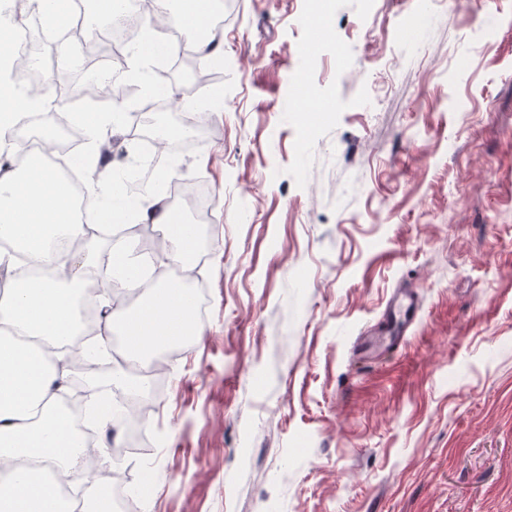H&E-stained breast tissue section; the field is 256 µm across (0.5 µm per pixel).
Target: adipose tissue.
Wrapping results in <instances>:
<instances>
[{"label":"adipose tissue","instance_id":"ef3b65f1","mask_svg":"<svg viewBox=\"0 0 512 512\" xmlns=\"http://www.w3.org/2000/svg\"><path fill=\"white\" fill-rule=\"evenodd\" d=\"M212 7L213 0H190L181 12L184 32L210 57L220 51L204 34ZM48 102L45 92L24 97L9 80L0 79V141L29 110ZM141 218L165 226L170 260L193 253V225L175 223L162 197L147 194ZM52 229L87 239L84 255L52 246ZM0 237L12 242L25 265L41 271L37 277L8 279L6 311L0 314V512H63L60 496L38 481V474L64 478L77 467L93 475L117 469L108 454L91 462L83 452L86 434L106 426V419L88 413L75 423L55 386L73 362L62 346L76 331L78 292L96 282L104 264L114 272L110 293L133 292L144 283L143 262L120 246L111 247L108 261H101L98 236H90L87 225L78 222L74 198L42 148L28 152L22 169L0 173ZM193 307L185 289L162 286L152 289L138 310L112 309L104 332L121 330L131 358L144 357L182 336Z\"/></svg>","mask_w":512,"mask_h":512}]
</instances>
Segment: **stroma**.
Returning a JSON list of instances; mask_svg holds the SVG:
<instances>
[{
  "instance_id": "1",
  "label": "stroma",
  "mask_w": 512,
  "mask_h": 512,
  "mask_svg": "<svg viewBox=\"0 0 512 512\" xmlns=\"http://www.w3.org/2000/svg\"><path fill=\"white\" fill-rule=\"evenodd\" d=\"M226 0L200 334L125 458L142 512H512V0ZM309 91L307 111L293 95ZM420 311L362 362L394 291Z\"/></svg>"
}]
</instances>
